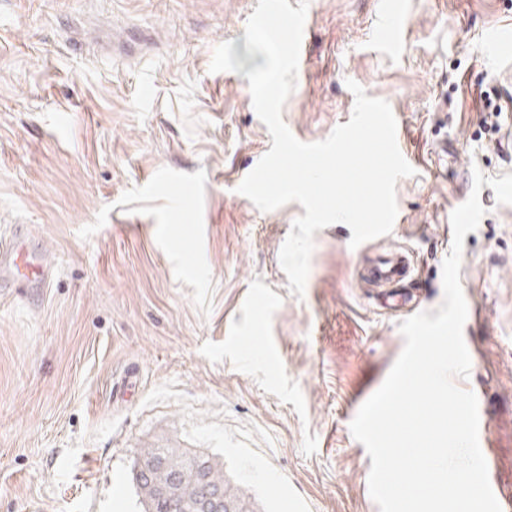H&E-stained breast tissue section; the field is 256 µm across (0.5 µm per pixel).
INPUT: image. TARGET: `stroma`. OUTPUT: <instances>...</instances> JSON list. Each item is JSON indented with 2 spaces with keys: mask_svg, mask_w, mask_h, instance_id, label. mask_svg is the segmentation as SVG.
Here are the masks:
<instances>
[{
  "mask_svg": "<svg viewBox=\"0 0 512 512\" xmlns=\"http://www.w3.org/2000/svg\"><path fill=\"white\" fill-rule=\"evenodd\" d=\"M258 0H0V231L57 260L44 292L0 297V512H143V448L223 460L254 512H379L350 423L401 354L404 313L363 292L357 254L408 251L420 307L443 299L450 217L474 171L512 173V0H310L282 118L306 142L348 123L354 80L386 100L414 159L390 235L314 234L305 292L279 252L296 202L237 191L271 148L248 71ZM504 92L498 128L484 94ZM464 238V340L490 479L512 492V205L482 187Z\"/></svg>",
  "mask_w": 512,
  "mask_h": 512,
  "instance_id": "1",
  "label": "stroma"
}]
</instances>
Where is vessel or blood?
I'll list each match as a JSON object with an SVG mask.
<instances>
[{"instance_id":"obj_1","label":"vessel or blood","mask_w":512,"mask_h":512,"mask_svg":"<svg viewBox=\"0 0 512 512\" xmlns=\"http://www.w3.org/2000/svg\"><path fill=\"white\" fill-rule=\"evenodd\" d=\"M28 238V233L18 225L9 238H0L1 290L27 294L50 286L56 267L46 257L30 251ZM357 278L367 288L371 299L379 304H390L399 296L408 304L419 298L418 292L411 289L410 260L398 249L381 252L372 259H360Z\"/></svg>"}]
</instances>
